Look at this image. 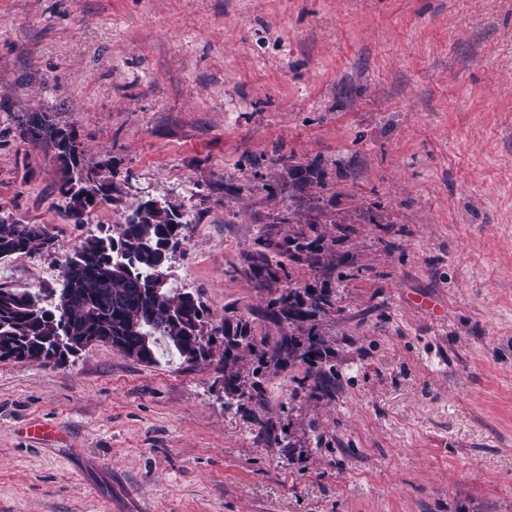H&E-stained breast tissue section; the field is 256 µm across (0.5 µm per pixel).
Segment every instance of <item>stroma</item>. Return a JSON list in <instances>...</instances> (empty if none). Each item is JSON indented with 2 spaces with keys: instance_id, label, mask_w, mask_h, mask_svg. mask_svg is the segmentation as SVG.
<instances>
[{
  "instance_id": "stroma-1",
  "label": "stroma",
  "mask_w": 512,
  "mask_h": 512,
  "mask_svg": "<svg viewBox=\"0 0 512 512\" xmlns=\"http://www.w3.org/2000/svg\"><path fill=\"white\" fill-rule=\"evenodd\" d=\"M35 111L114 173L88 223L16 134ZM158 195L185 207L167 284L215 356L0 360V512H512V0H0V216L54 238L0 288L58 290ZM292 208L328 251L258 282ZM292 286L331 308L267 319ZM241 320L230 391L217 329ZM287 334L333 377L261 364Z\"/></svg>"
}]
</instances>
